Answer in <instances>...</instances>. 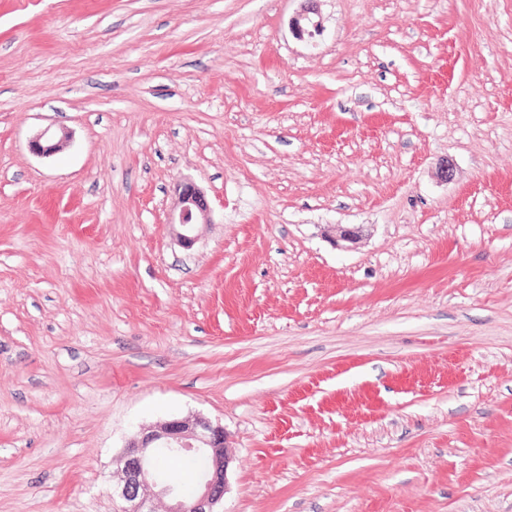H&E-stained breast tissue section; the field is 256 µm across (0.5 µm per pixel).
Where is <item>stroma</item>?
Instances as JSON below:
<instances>
[{
  "label": "stroma",
  "mask_w": 512,
  "mask_h": 512,
  "mask_svg": "<svg viewBox=\"0 0 512 512\" xmlns=\"http://www.w3.org/2000/svg\"><path fill=\"white\" fill-rule=\"evenodd\" d=\"M305 5L0 0V512L198 412L224 512H512V0ZM54 139V135L47 129L29 141V149L37 156L50 157L63 147L66 137L63 135L56 142ZM176 193L177 203L167 223L177 241L189 248L198 239V226L211 223V209L202 190L191 180L179 182Z\"/></svg>",
  "instance_id": "1"
}]
</instances>
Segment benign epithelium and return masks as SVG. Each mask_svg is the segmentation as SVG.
<instances>
[{
    "mask_svg": "<svg viewBox=\"0 0 512 512\" xmlns=\"http://www.w3.org/2000/svg\"><path fill=\"white\" fill-rule=\"evenodd\" d=\"M300 38H313L322 33V25L305 13L292 23ZM65 138L54 140L45 130L29 141L32 153L50 157L58 152ZM177 203L170 213L168 224L179 243L189 248L198 239L197 228L211 223V209L202 190L191 180L176 186ZM334 241L355 245L363 237V227L336 225ZM168 449L182 455L200 456L205 467L198 489L185 495L173 484L166 483L155 474L158 451ZM114 463L119 476L112 485V496L123 502L121 512H156V501L169 500L166 512H218L216 506L224 500L227 491L226 432L224 425L200 414L171 418L142 430L118 455Z\"/></svg>",
    "mask_w": 512,
    "mask_h": 512,
    "instance_id": "benign-epithelium-1",
    "label": "benign epithelium"
}]
</instances>
